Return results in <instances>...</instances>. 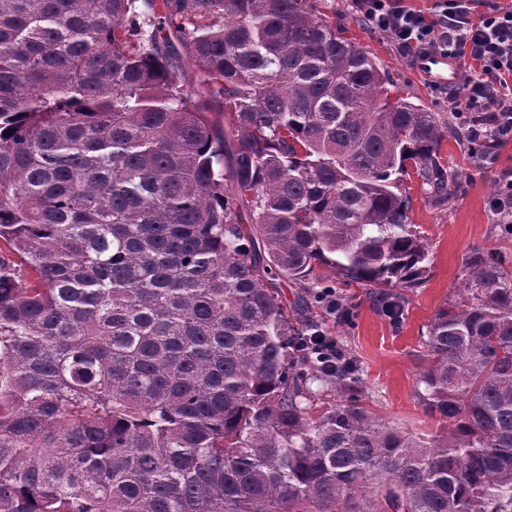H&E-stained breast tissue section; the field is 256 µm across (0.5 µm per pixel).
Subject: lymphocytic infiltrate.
Here are the masks:
<instances>
[{"instance_id": "f902f5d3", "label": "lymphocytic infiltrate", "mask_w": 512, "mask_h": 512, "mask_svg": "<svg viewBox=\"0 0 512 512\" xmlns=\"http://www.w3.org/2000/svg\"><path fill=\"white\" fill-rule=\"evenodd\" d=\"M352 6L402 47L469 55L477 70L453 108L455 119L472 140L492 128L512 134L511 9L475 20L466 0H436L428 15L401 6L400 0H352Z\"/></svg>"}]
</instances>
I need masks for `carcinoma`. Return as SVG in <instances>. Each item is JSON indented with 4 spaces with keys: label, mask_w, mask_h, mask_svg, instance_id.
Instances as JSON below:
<instances>
[{
    "label": "carcinoma",
    "mask_w": 512,
    "mask_h": 512,
    "mask_svg": "<svg viewBox=\"0 0 512 512\" xmlns=\"http://www.w3.org/2000/svg\"><path fill=\"white\" fill-rule=\"evenodd\" d=\"M388 85L306 0H0V512H512V262L428 326L439 435L309 350L315 267L428 274L446 126Z\"/></svg>",
    "instance_id": "obj_1"
}]
</instances>
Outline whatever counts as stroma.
Listing matches in <instances>:
<instances>
[{
	"mask_svg": "<svg viewBox=\"0 0 512 512\" xmlns=\"http://www.w3.org/2000/svg\"><path fill=\"white\" fill-rule=\"evenodd\" d=\"M343 37L362 45L389 76L396 92L409 101L439 113L449 130L439 146L441 164L453 174L446 202L437 204L410 181L414 230L428 250L429 274L422 285L403 290V307L391 319L376 303V289L357 282L339 285L336 294L349 309V319L318 310L328 336L357 359L362 395L375 415L414 433H438L418 398L419 361L416 357L428 324L437 310L453 302L465 276L463 260L474 251H501L512 256V239L502 238L501 218L493 203L512 175V138L499 142L482 163H475L455 130L458 123L447 92L430 88L411 73L412 51L394 36L366 23L351 0H311Z\"/></svg>",
	"mask_w": 512,
	"mask_h": 512,
	"instance_id": "obj_1",
	"label": "stroma"
}]
</instances>
